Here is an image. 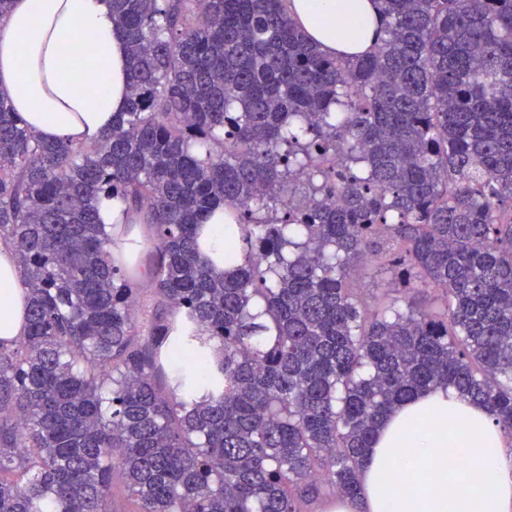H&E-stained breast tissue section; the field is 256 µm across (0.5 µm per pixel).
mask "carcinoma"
Listing matches in <instances>:
<instances>
[{"instance_id": "obj_1", "label": "carcinoma", "mask_w": 512, "mask_h": 512, "mask_svg": "<svg viewBox=\"0 0 512 512\" xmlns=\"http://www.w3.org/2000/svg\"><path fill=\"white\" fill-rule=\"evenodd\" d=\"M107 2L110 131L46 141L0 95L27 298L0 339V512H315L439 386L512 436V0H381L374 49L336 57L288 0ZM220 209L222 271L199 243ZM368 257L443 304L362 298Z\"/></svg>"}]
</instances>
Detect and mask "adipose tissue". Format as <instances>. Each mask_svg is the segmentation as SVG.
<instances>
[{
	"label": "adipose tissue",
	"mask_w": 512,
	"mask_h": 512,
	"mask_svg": "<svg viewBox=\"0 0 512 512\" xmlns=\"http://www.w3.org/2000/svg\"><path fill=\"white\" fill-rule=\"evenodd\" d=\"M288 12L330 56L373 45L377 0H288ZM0 92L43 139L92 141L128 95L125 46L107 0H15L0 19ZM13 253L0 251V338L26 332ZM467 463L453 464L457 454ZM362 502L331 512H512V437L481 405L438 387L380 424L361 468Z\"/></svg>",
	"instance_id": "obj_1"
}]
</instances>
